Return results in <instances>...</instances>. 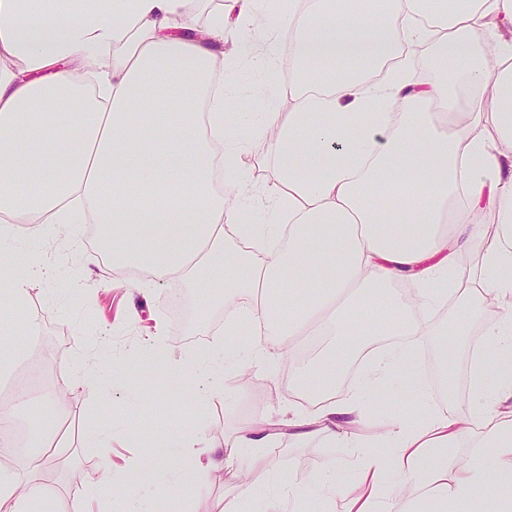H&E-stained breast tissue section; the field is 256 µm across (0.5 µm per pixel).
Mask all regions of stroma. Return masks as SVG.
I'll use <instances>...</instances> for the list:
<instances>
[{
	"label": "stroma",
	"mask_w": 512,
	"mask_h": 512,
	"mask_svg": "<svg viewBox=\"0 0 512 512\" xmlns=\"http://www.w3.org/2000/svg\"><path fill=\"white\" fill-rule=\"evenodd\" d=\"M288 70L287 60L276 65L257 52L239 53L232 68L235 92L241 98H256L267 84V75ZM96 246L84 239L59 236L51 240L22 242L0 238V258L36 255L46 268L64 271L61 279L37 276L31 279L25 319L14 320L0 335V362L13 365L12 377H21L29 365L45 372L47 388H34L25 399L14 401L20 424L25 429L43 426L46 433L60 436L66 467L43 470L41 481L56 489V512H71V503L87 480L105 468L120 470L128 458L174 455L181 436L197 430L198 447L223 440L225 433L260 415L278 417L295 399V385L302 371L287 358H274L261 365L243 368L233 357L224 361L221 394L209 396L196 392L191 376L172 378L166 368L149 359L130 365L126 354L131 346H144L153 339L149 327L150 311L159 309L169 285L150 283L148 290H133L130 280L114 278L101 263H86L87 255H100ZM76 274L81 288L73 290L69 274ZM183 299L193 319L176 325L164 316L167 341L186 354H203L224 341V333H210L206 340L191 339L195 323L208 324L225 319L223 304L217 303L209 290L182 284ZM490 317L483 311L473 314L467 335L454 344L452 388L462 390L468 379L470 355L476 337L482 336ZM99 355L104 382L90 390L81 385L67 366L68 360ZM249 370L248 382L238 375ZM263 454L270 474H257L255 501L281 493L271 473H278L294 489L285 493L286 512H343L344 490L354 488L361 475L346 462V452L328 447L315 439L304 444L277 441ZM337 458L343 465L338 475L341 491L323 500L302 494V487L317 475L325 462ZM179 485L175 494L158 498L152 473L141 474L134 482L131 498L102 493L95 512H204L224 496L232 476L226 471L213 473L208 484H195L187 471L173 466Z\"/></svg>",
	"instance_id": "stroma-1"
}]
</instances>
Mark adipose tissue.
Returning a JSON list of instances; mask_svg holds the SVG:
<instances>
[{"mask_svg":"<svg viewBox=\"0 0 512 512\" xmlns=\"http://www.w3.org/2000/svg\"><path fill=\"white\" fill-rule=\"evenodd\" d=\"M206 0H0V223L42 239L61 228L102 225L112 261L159 282L209 288L249 326L234 353L265 361L302 350L307 336L336 339L335 358L310 366L312 383L335 386L370 337L392 329L426 336L424 322L394 303L390 320L371 311L376 288L409 280L427 309L454 296L449 336L464 335L489 300L512 305V0H221L202 36H181L182 18ZM208 11V10H207ZM235 14L236 44L266 22L262 51L288 59L290 109L224 90V63L210 48ZM426 51L423 67L408 50ZM397 63L382 83L363 69ZM350 64L341 78L309 62ZM276 134V181L238 164L245 140L227 124ZM305 157L313 173L299 170ZM227 162L238 208L212 190ZM261 210L265 225L244 223ZM296 293L288 310L278 296ZM407 351L390 349L368 368L367 384L407 369L414 416L381 419L369 439L361 421L364 386L322 398L277 423L246 422L200 448L179 441L198 483L220 468L254 471L272 439L314 437L346 449L360 485L346 512H415L433 500L467 512L484 491L496 512H512V317L487 325L471 358L465 417L424 401V380ZM496 376L487 388L488 376ZM467 442L498 466L449 473L439 460ZM20 469L0 470V512H46L56 492L38 481L53 460L20 452Z\"/></svg>","mask_w":512,"mask_h":512,"instance_id":"1","label":"adipose tissue"}]
</instances>
